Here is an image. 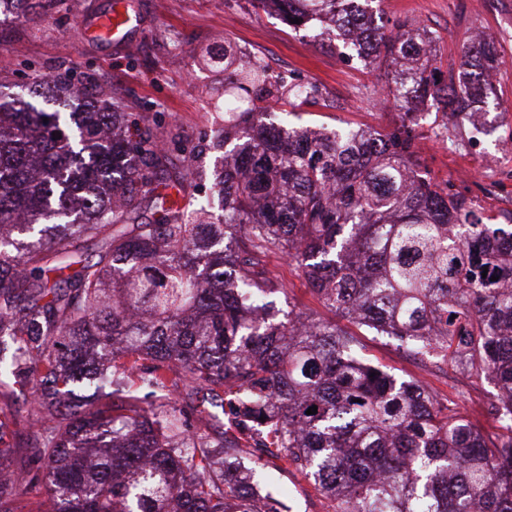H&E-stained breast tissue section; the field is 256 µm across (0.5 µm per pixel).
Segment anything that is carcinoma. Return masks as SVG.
<instances>
[{"instance_id": "carcinoma-1", "label": "carcinoma", "mask_w": 512, "mask_h": 512, "mask_svg": "<svg viewBox=\"0 0 512 512\" xmlns=\"http://www.w3.org/2000/svg\"><path fill=\"white\" fill-rule=\"evenodd\" d=\"M56 2L0 0V16ZM257 2L387 62L401 124L285 135L257 103L300 107L317 87L226 55L219 128L193 143L96 88L47 112L33 99L80 89L47 77L20 94L0 65V384L34 383L21 431L0 421V512L29 493L52 512H284L272 460L331 512H512V224L406 176L413 101L491 111L501 55L466 45L443 82L436 40L386 31L375 0ZM207 150L213 168H194ZM275 254L340 318L491 375L501 433L367 361L335 321L283 311Z\"/></svg>"}]
</instances>
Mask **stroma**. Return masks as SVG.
Segmentation results:
<instances>
[{"mask_svg": "<svg viewBox=\"0 0 512 512\" xmlns=\"http://www.w3.org/2000/svg\"><path fill=\"white\" fill-rule=\"evenodd\" d=\"M107 0H65L40 17L0 22V56L15 63V84L28 87L35 77L63 75L105 91L120 111L159 115L185 137L199 140L210 133L207 93L215 83L218 57L232 51L238 58H263L273 73L317 84L315 104L290 108L269 100L263 107L277 127L311 130L351 127L390 132L401 120L394 105L379 106L387 82L381 63L340 55L332 40L313 30L289 27L280 12L256 7L254 0H136L142 26L130 42L100 48L78 35L81 15L92 14ZM387 27H422L437 40L436 62L442 80L457 78L461 49L473 29L494 39L504 63L496 82L501 123L480 143L479 151L499 152L512 142V0H496L486 10L483 0H381ZM479 151L464 146L453 151L425 144L422 160L435 182L455 181L475 164ZM268 269L298 310L329 320L332 312L311 291L295 265L271 256ZM364 354L398 379L419 380L454 400L462 415L485 435L498 433L490 411L497 387L485 374L469 377L451 364L414 357L385 336L360 333ZM266 472L290 512H326L327 502L293 472L268 463Z\"/></svg>", "mask_w": 512, "mask_h": 512, "instance_id": "35a3bbf8", "label": "stroma"}]
</instances>
